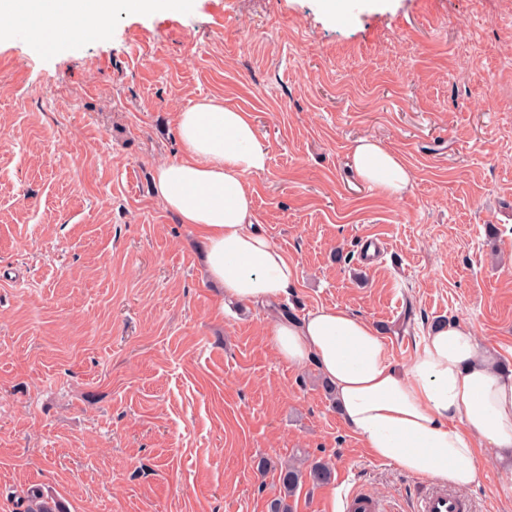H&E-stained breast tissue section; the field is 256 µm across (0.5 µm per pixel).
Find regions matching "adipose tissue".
<instances>
[{"instance_id":"1","label":"adipose tissue","mask_w":512,"mask_h":512,"mask_svg":"<svg viewBox=\"0 0 512 512\" xmlns=\"http://www.w3.org/2000/svg\"><path fill=\"white\" fill-rule=\"evenodd\" d=\"M195 0H0V18L36 25L41 42L104 35L116 4L131 12L189 11ZM181 156L161 165L155 194L205 241L208 279L228 303L272 304L289 294L297 269L253 221L249 175L266 170L267 152L250 113L218 99L177 113ZM358 177L400 198L413 177L402 158L368 137L349 148ZM277 355L314 364L347 428L378 459L421 479L466 490L494 455L512 494V368L482 349L474 329L455 321L423 337L405 367L391 361L379 329L347 309L319 307L301 319L267 325Z\"/></svg>"}]
</instances>
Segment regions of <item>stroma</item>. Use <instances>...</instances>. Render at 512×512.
I'll return each mask as SVG.
<instances>
[{
    "mask_svg": "<svg viewBox=\"0 0 512 512\" xmlns=\"http://www.w3.org/2000/svg\"><path fill=\"white\" fill-rule=\"evenodd\" d=\"M483 107H473L474 97ZM221 98L269 155L254 222L297 267L282 309L337 305L396 364L453 320L512 364V0H197L115 9L105 36L41 49L0 37V512H292L352 489L415 512L430 483L372 457L314 366L278 359L266 311L225 309L202 241L153 181L177 113ZM371 137L413 176L394 199L357 176ZM377 238L365 265L357 253ZM267 460L258 469L259 460ZM494 460L473 512H512Z\"/></svg>",
    "mask_w": 512,
    "mask_h": 512,
    "instance_id": "obj_1",
    "label": "stroma"
}]
</instances>
